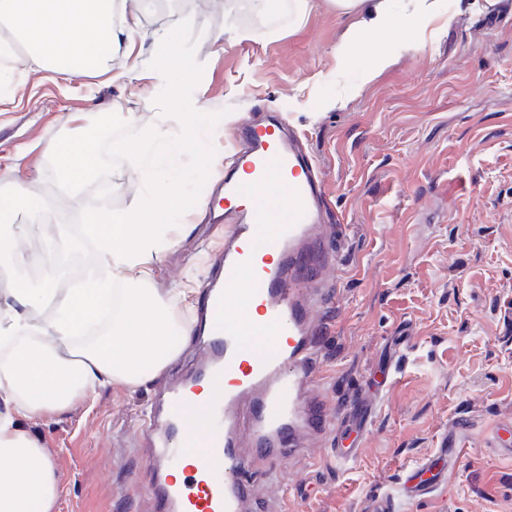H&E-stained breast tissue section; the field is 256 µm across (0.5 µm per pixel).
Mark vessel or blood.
Here are the masks:
<instances>
[{"label":"vessel or blood","instance_id":"vessel-or-blood-1","mask_svg":"<svg viewBox=\"0 0 512 512\" xmlns=\"http://www.w3.org/2000/svg\"><path fill=\"white\" fill-rule=\"evenodd\" d=\"M243 140L251 180L225 181L224 194L251 203L230 214L195 311L203 358L143 421L155 436L143 487L154 512H292L286 499L260 501V483H282L289 466L311 465L319 444L332 445L337 465L355 462L399 371L387 366L373 397L347 406L329 397L321 311L334 301L328 281L341 273L346 227L325 232L324 183L295 133L250 127ZM242 284L260 314L251 325L228 303ZM477 436L457 418L436 452L408 465L396 493L375 496L370 512H411L432 498Z\"/></svg>","mask_w":512,"mask_h":512}]
</instances>
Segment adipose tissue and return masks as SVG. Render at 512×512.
I'll return each instance as SVG.
<instances>
[{"label": "adipose tissue", "mask_w": 512, "mask_h": 512, "mask_svg": "<svg viewBox=\"0 0 512 512\" xmlns=\"http://www.w3.org/2000/svg\"><path fill=\"white\" fill-rule=\"evenodd\" d=\"M348 18L339 58L366 45L371 34L394 29L393 15L369 0H328ZM0 22L25 46L32 70L50 69L70 80L101 73L121 43L149 41L152 53L173 49L188 58L196 51L181 32L152 33L141 27V11L128 0H0ZM150 100L163 101L169 121L217 131L201 111L190 82L158 67ZM132 170L147 187L136 211L97 210L83 231L90 238L98 278L75 288L44 280L36 288L8 289L0 295V339L15 342L0 359V512H54L60 479L52 452L27 430V423L69 411L95 387L118 384L136 390L176 362L192 332L166 311L149 280L166 247L187 237L188 224H143L140 215L169 213L185 194L179 144L160 127L145 128L135 144H121ZM44 152L52 160L50 178L62 196L80 192L98 172L94 139L81 144L52 141ZM12 190L0 195V216L24 212L51 224L53 213L40 195L25 190L16 170L0 172Z\"/></svg>", "instance_id": "obj_1"}]
</instances>
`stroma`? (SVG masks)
I'll list each match as a JSON object with an SVG mask.
<instances>
[{"label":"stroma","instance_id":"obj_1","mask_svg":"<svg viewBox=\"0 0 512 512\" xmlns=\"http://www.w3.org/2000/svg\"><path fill=\"white\" fill-rule=\"evenodd\" d=\"M404 2L385 0L397 30L374 36L386 62L370 74L358 57H337L348 20L327 0H312L300 18L281 7L268 17L246 8L228 17L224 0H150L142 17L145 30L177 27L199 44V61L174 52L168 65L197 80L201 106L224 124L225 155L242 148L243 127L273 116L304 133L318 159L326 221L349 226L341 302L327 313L332 396L346 399L378 374L393 337L410 338L357 461L338 467L325 448L313 469L289 471L291 499L305 512H365L409 463L434 453L458 417L485 432L512 425V7L492 16L484 0H437L427 18ZM237 27L258 39L231 41ZM418 38L425 50H416ZM154 83L149 51L133 43L116 50L103 75L76 82L32 73L0 96V171L15 169L33 189L50 183L46 143L89 135L116 102L138 117L97 140L109 191L86 185L54 218V234L85 269L95 255L70 228L91 209L134 208L142 188L113 145L160 123L165 104L144 102ZM172 134L184 143L187 192L156 221L193 230L162 251L151 285L186 319L190 304L175 289L185 274L208 275L224 239L212 208L224 176L198 164L203 130L176 126ZM199 200L206 206L197 213ZM163 383L100 386L32 425L61 476L55 512H148L136 487L148 445L140 424ZM421 512H512V461L474 449Z\"/></svg>","mask_w":512,"mask_h":512}]
</instances>
